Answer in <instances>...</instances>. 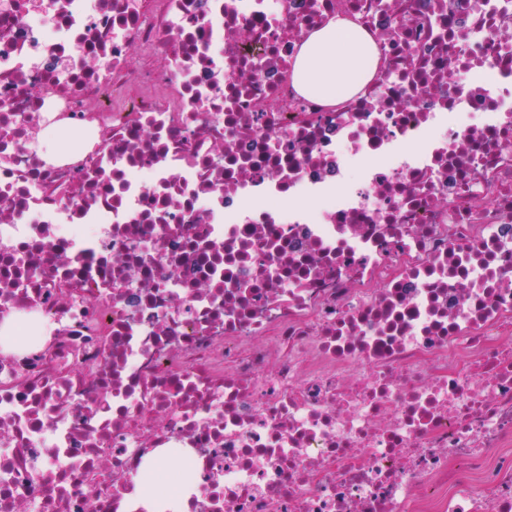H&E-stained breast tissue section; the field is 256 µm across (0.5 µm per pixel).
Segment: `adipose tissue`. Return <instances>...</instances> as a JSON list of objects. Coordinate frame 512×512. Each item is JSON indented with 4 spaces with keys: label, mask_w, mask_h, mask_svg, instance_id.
<instances>
[{
    "label": "adipose tissue",
    "mask_w": 512,
    "mask_h": 512,
    "mask_svg": "<svg viewBox=\"0 0 512 512\" xmlns=\"http://www.w3.org/2000/svg\"><path fill=\"white\" fill-rule=\"evenodd\" d=\"M379 54L361 26L336 16L313 32L302 46L294 66V84L302 94L336 105L357 94L376 74ZM53 330L51 323L12 318L0 324V348L18 351L42 343Z\"/></svg>",
    "instance_id": "obj_1"
}]
</instances>
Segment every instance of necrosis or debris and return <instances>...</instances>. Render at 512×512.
Segmentation results:
<instances>
[{"instance_id":"necrosis-or-debris-1","label":"necrosis or debris","mask_w":512,"mask_h":512,"mask_svg":"<svg viewBox=\"0 0 512 512\" xmlns=\"http://www.w3.org/2000/svg\"><path fill=\"white\" fill-rule=\"evenodd\" d=\"M14 317L0 512H146L167 451L187 512H512V0H0ZM379 63L366 31L337 14L303 44L294 66V84L302 94L336 105L357 94L376 74ZM53 324L47 321L37 323L36 332L29 329L27 320L6 319L0 325V346L5 351L16 352L42 343L51 335Z\"/></svg>"}]
</instances>
